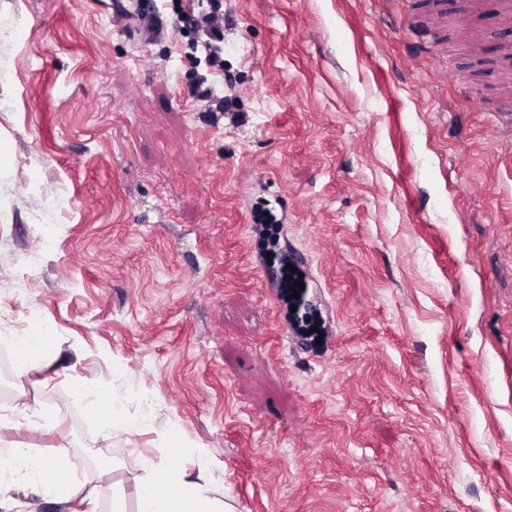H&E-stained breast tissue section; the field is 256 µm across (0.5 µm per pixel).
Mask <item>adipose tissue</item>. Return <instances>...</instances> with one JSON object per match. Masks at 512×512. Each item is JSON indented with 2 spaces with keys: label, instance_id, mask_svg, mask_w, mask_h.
<instances>
[{
  "label": "adipose tissue",
  "instance_id": "ef3b65f1",
  "mask_svg": "<svg viewBox=\"0 0 512 512\" xmlns=\"http://www.w3.org/2000/svg\"><path fill=\"white\" fill-rule=\"evenodd\" d=\"M17 363L24 368L55 360L59 352L43 328H33L14 339ZM0 470L15 480L50 491L58 501L76 497L79 486L67 464L53 457H35L20 445L0 448ZM136 512H229L216 498L208 482L189 479L184 468H174L144 458L137 485Z\"/></svg>",
  "mask_w": 512,
  "mask_h": 512
}]
</instances>
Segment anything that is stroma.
Segmentation results:
<instances>
[{"label":"stroma","instance_id":"1","mask_svg":"<svg viewBox=\"0 0 512 512\" xmlns=\"http://www.w3.org/2000/svg\"><path fill=\"white\" fill-rule=\"evenodd\" d=\"M443 6L438 41L426 0H223L213 65L164 4L149 30L134 0H0V411L31 412L0 446L65 459L97 512L101 446L127 512L144 455L233 512H512V92L503 33L468 55ZM35 326L60 357L22 372ZM104 399L151 429L104 431Z\"/></svg>","mask_w":512,"mask_h":512}]
</instances>
